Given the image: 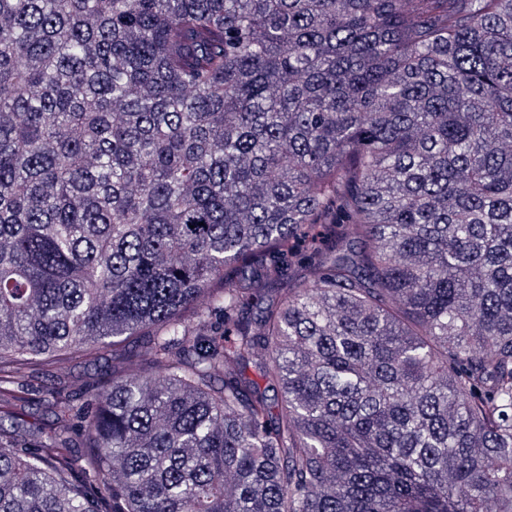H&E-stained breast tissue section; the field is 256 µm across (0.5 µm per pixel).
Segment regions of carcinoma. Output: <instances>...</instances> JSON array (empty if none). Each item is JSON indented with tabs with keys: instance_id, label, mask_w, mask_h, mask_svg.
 Masks as SVG:
<instances>
[{
	"instance_id": "obj_1",
	"label": "carcinoma",
	"mask_w": 512,
	"mask_h": 512,
	"mask_svg": "<svg viewBox=\"0 0 512 512\" xmlns=\"http://www.w3.org/2000/svg\"><path fill=\"white\" fill-rule=\"evenodd\" d=\"M490 505L512 0H0V512ZM127 349V348H126ZM117 348L112 352V346L101 350L96 355L74 354L62 357L44 375L35 379L37 389L59 387L77 401L85 397V389L89 382L102 374L112 376V369L117 375L124 374L129 367L128 349Z\"/></svg>"
}]
</instances>
